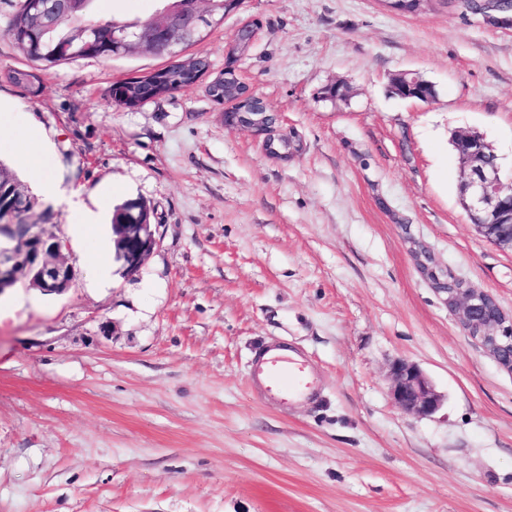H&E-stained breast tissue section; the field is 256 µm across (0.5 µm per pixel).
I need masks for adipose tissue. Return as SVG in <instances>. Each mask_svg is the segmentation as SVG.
<instances>
[{
	"label": "adipose tissue",
	"mask_w": 512,
	"mask_h": 512,
	"mask_svg": "<svg viewBox=\"0 0 512 512\" xmlns=\"http://www.w3.org/2000/svg\"><path fill=\"white\" fill-rule=\"evenodd\" d=\"M48 145L38 121H31L27 127L22 146L18 150L21 165L33 177L38 191L47 199L63 205L75 217V224L82 234L94 232L98 226V214L89 208L82 188L62 187L61 183L48 173L44 160Z\"/></svg>",
	"instance_id": "obj_1"
}]
</instances>
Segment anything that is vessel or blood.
<instances>
[{"label":"vessel or blood","instance_id":"b4317fda","mask_svg":"<svg viewBox=\"0 0 512 512\" xmlns=\"http://www.w3.org/2000/svg\"><path fill=\"white\" fill-rule=\"evenodd\" d=\"M249 382L268 399L288 403L313 399L321 387L309 360L282 342H272L255 353L249 366Z\"/></svg>","mask_w":512,"mask_h":512}]
</instances>
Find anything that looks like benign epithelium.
<instances>
[{
  "instance_id": "1",
  "label": "benign epithelium",
  "mask_w": 512,
  "mask_h": 512,
  "mask_svg": "<svg viewBox=\"0 0 512 512\" xmlns=\"http://www.w3.org/2000/svg\"><path fill=\"white\" fill-rule=\"evenodd\" d=\"M210 23L212 15L201 6V0H194L183 13L157 12L152 17L153 35L142 37L135 32L124 31L121 39L140 50L178 61L181 70L191 73L192 84L195 85L204 73L193 68V59L183 58V47L187 39L206 31ZM257 27L258 23L251 21L238 29L226 53L227 59L235 61L248 52ZM231 86L243 87L245 83L230 66L207 85V93L214 102L239 107L236 112L225 113V121L233 126L248 127L264 136L265 146L280 140L275 121L269 119V113L249 112L243 107L246 99L252 97L251 91L236 98L228 91ZM460 160L463 209L470 219L479 221L475 225L477 232L500 247L502 243L491 234L489 222L506 217L512 223V191L504 187L501 167L487 164L482 149L462 153ZM6 194L11 200L7 207L3 203ZM20 200L28 208H33L32 199L21 183L0 184V207L4 206L9 211L5 218H0V294L21 278L43 292L63 293L75 278V270L64 254L66 246L49 233L44 224L18 223L28 215L18 205ZM150 217V209L141 201L121 205L114 217L113 253L127 274L138 272L158 245ZM447 302L463 327L478 325L479 332L474 339L501 368L512 373V361L506 364L500 358L501 349L512 346V318L501 312L496 320L478 321L479 313L486 306L496 304V300L487 292L467 287L448 295ZM389 379V395L402 411L430 416L438 410L442 396L417 364L403 359L395 361L390 367Z\"/></svg>"
}]
</instances>
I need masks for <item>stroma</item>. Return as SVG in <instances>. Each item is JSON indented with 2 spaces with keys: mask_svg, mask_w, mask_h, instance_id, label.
<instances>
[{
  "mask_svg": "<svg viewBox=\"0 0 512 512\" xmlns=\"http://www.w3.org/2000/svg\"><path fill=\"white\" fill-rule=\"evenodd\" d=\"M0 0V163L29 116L45 165L101 197L95 236L50 214L77 272L65 293L0 294V512H512V374L461 327L418 266L430 255L512 313V252L458 203L453 130L493 146L512 186V27L458 0L416 16L381 0H244L188 56L221 75L240 26L258 21L238 75L294 138L269 157L198 84L128 110L117 81L165 65L146 51L7 77L31 63ZM161 0H94L93 19H147ZM411 72L423 103L390 91ZM336 85L339 98H324ZM146 203L158 245L142 269L108 260L112 211ZM300 348L317 404L279 407L247 381L264 342ZM416 363L443 400L400 410L389 367Z\"/></svg>",
  "mask_w": 512,
  "mask_h": 512,
  "instance_id": "35a3bbf8",
  "label": "stroma"
}]
</instances>
